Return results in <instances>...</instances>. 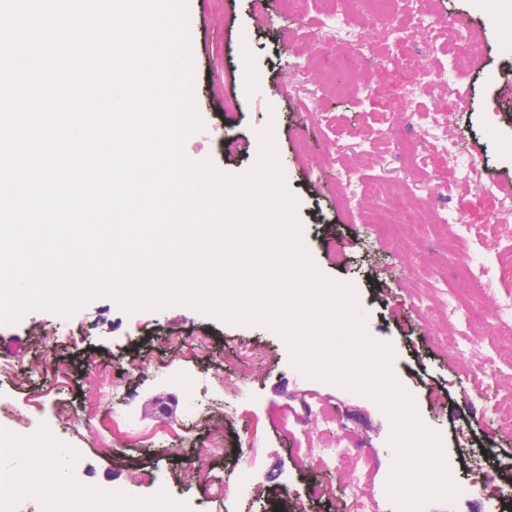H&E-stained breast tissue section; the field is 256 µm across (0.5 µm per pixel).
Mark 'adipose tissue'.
I'll return each instance as SVG.
<instances>
[{"mask_svg":"<svg viewBox=\"0 0 512 512\" xmlns=\"http://www.w3.org/2000/svg\"><path fill=\"white\" fill-rule=\"evenodd\" d=\"M0 450L27 460L24 468L0 470V508L6 507L17 489L28 488L46 500L50 512H77L78 503L69 491L68 476L52 460L45 445L0 433Z\"/></svg>","mask_w":512,"mask_h":512,"instance_id":"adipose-tissue-1","label":"adipose tissue"}]
</instances>
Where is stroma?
Segmentation results:
<instances>
[{"mask_svg":"<svg viewBox=\"0 0 512 512\" xmlns=\"http://www.w3.org/2000/svg\"><path fill=\"white\" fill-rule=\"evenodd\" d=\"M335 6L306 0L294 14L286 0H188L195 102L209 122L187 138L185 152L239 175L252 166L260 131L273 125L305 245L324 275L356 288L369 335L392 345L394 373L422 421L440 433L456 481H476L479 467L500 470L495 497L461 495L431 503V512H495V500L496 512H512V432L474 419L462 399L465 362L435 341L432 315L417 309L435 302L443 280L472 294L462 253L478 250L475 232L494 216L474 187L456 182L448 158L428 147L427 121L404 108L409 72L373 56L361 67L366 91L337 85L333 66L342 50L326 47L319 33L334 22ZM434 7L485 49L460 68L447 36L437 38L435 60L464 97L448 133L487 180L512 186V25L488 15L482 0H434ZM441 198L461 209L473 233L454 240L432 225L410 224L393 241L369 224L381 207L421 209ZM459 334L488 347L503 383L512 382V326L489 322ZM246 345L255 350L247 363L237 356ZM1 356L16 373L0 377V432L81 449L80 484L117 501L175 500L191 512H342L354 496L349 473L297 453L308 410L318 404L333 413L337 432L359 443L366 490L382 491L390 474L391 423L380 407L299 373L284 340L263 326L228 324L180 305L128 313L102 297L69 316L35 310L0 325ZM186 379L198 403L193 417ZM116 414L144 438L112 434L107 424ZM219 427L226 454L216 458L209 440ZM255 433L262 452L253 480L276 490L274 499L213 500L205 485L185 478L187 460L205 476L231 477ZM147 466L157 469L155 482L142 480ZM320 482L334 485L335 500L309 497Z\"/></svg>","mask_w":512,"mask_h":512,"instance_id":"obj_1","label":"stroma"}]
</instances>
